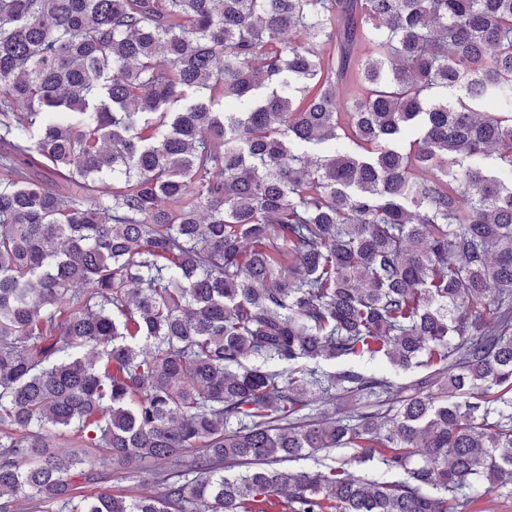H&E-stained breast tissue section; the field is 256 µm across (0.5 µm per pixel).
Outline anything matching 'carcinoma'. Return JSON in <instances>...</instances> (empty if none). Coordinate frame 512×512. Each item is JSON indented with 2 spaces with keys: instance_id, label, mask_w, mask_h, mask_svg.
<instances>
[{
  "instance_id": "carcinoma-1",
  "label": "carcinoma",
  "mask_w": 512,
  "mask_h": 512,
  "mask_svg": "<svg viewBox=\"0 0 512 512\" xmlns=\"http://www.w3.org/2000/svg\"><path fill=\"white\" fill-rule=\"evenodd\" d=\"M383 358L425 373L317 367ZM336 391L394 412L303 417ZM375 459L403 479L351 471ZM107 461L160 492L83 494ZM495 488L512 0H0V512Z\"/></svg>"
}]
</instances>
